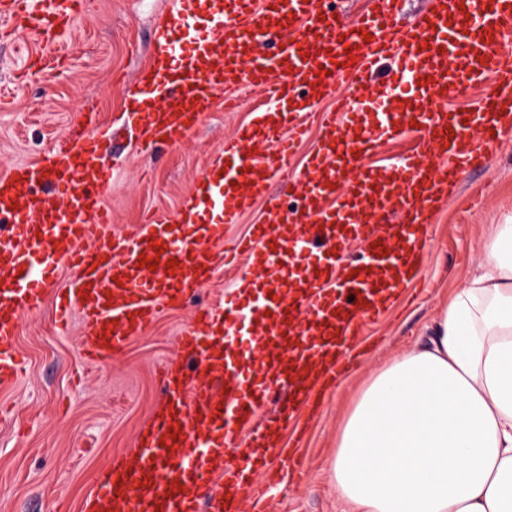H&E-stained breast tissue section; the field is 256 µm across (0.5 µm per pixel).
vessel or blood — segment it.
Here are the masks:
<instances>
[{
	"mask_svg": "<svg viewBox=\"0 0 512 512\" xmlns=\"http://www.w3.org/2000/svg\"><path fill=\"white\" fill-rule=\"evenodd\" d=\"M402 3L381 0L349 25L326 0H168L151 79L126 92L138 108L139 151L180 143L217 94L236 103L245 84L263 97L194 187L191 206L208 223L154 215L112 225L102 205L112 173L98 156L122 138L119 127H74L51 159L0 172L1 391L24 367L20 317L42 308L60 269L75 272L61 302L78 312L80 352L92 364L111 361L165 308L206 285L216 265L238 290L251 288L252 268L278 272L250 313L218 302L180 332L188 360L163 372L165 411L98 479L95 512H239L233 494L257 471L266 502L289 475L269 468L270 457L299 458L282 442L295 411L317 406L360 325L417 276L432 215L464 173L485 166L484 145L512 131V0H432L408 24L398 21ZM81 10V0H0L1 18L49 44ZM385 62L394 91L374 99L376 115L337 97L303 170L289 173L315 104L336 86H368ZM488 78L493 90L471 109H449V99ZM412 129L418 143L400 166L369 163L378 140ZM276 178L295 188L296 206L272 195ZM260 201L262 218L221 259L225 225ZM144 255L157 258L155 269L142 266ZM273 402L277 414L263 416ZM219 475L223 494L203 496Z\"/></svg>",
	"mask_w": 512,
	"mask_h": 512,
	"instance_id": "b4317fda",
	"label": "vessel or blood"
}]
</instances>
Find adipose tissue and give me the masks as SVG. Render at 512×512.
Returning <instances> with one entry per match:
<instances>
[{
	"instance_id": "ef3b65f1",
	"label": "adipose tissue",
	"mask_w": 512,
	"mask_h": 512,
	"mask_svg": "<svg viewBox=\"0 0 512 512\" xmlns=\"http://www.w3.org/2000/svg\"><path fill=\"white\" fill-rule=\"evenodd\" d=\"M362 390L329 479L351 512H512V224Z\"/></svg>"
}]
</instances>
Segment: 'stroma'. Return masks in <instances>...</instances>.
Returning <instances> with one entry per match:
<instances>
[{
  "mask_svg": "<svg viewBox=\"0 0 512 512\" xmlns=\"http://www.w3.org/2000/svg\"><path fill=\"white\" fill-rule=\"evenodd\" d=\"M166 10L167 0H86L70 31L49 47L33 32H0V171L63 147L70 128L86 118L104 126L127 121L125 90L150 62ZM38 55L44 64L32 65ZM237 96V110L216 103L181 143L160 145L151 155L104 146L99 162L116 172L105 195L113 225L136 224L149 213L181 214L195 181L256 103L248 87ZM487 153L486 166L468 174L436 213L417 280L362 328L351 366L314 414H300L304 476L271 500L267 512H343L327 466L361 389L426 336L484 261L490 226L512 215V133ZM225 287L216 276L103 365L82 364L79 317L59 328L56 297L23 316L24 374L15 389L0 392V407L12 411L0 421V512H85L99 476L134 446L160 408L161 371L183 361L177 344L183 326Z\"/></svg>",
  "mask_w": 512,
  "mask_h": 512,
  "instance_id": "stroma-1",
  "label": "stroma"
}]
</instances>
